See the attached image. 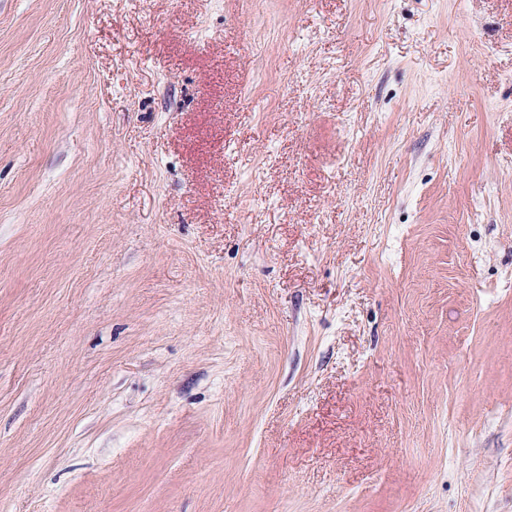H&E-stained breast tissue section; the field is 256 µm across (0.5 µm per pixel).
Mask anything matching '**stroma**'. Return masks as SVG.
Wrapping results in <instances>:
<instances>
[{
  "mask_svg": "<svg viewBox=\"0 0 512 512\" xmlns=\"http://www.w3.org/2000/svg\"><path fill=\"white\" fill-rule=\"evenodd\" d=\"M0 512H512V0H0Z\"/></svg>",
  "mask_w": 512,
  "mask_h": 512,
  "instance_id": "35a3bbf8",
  "label": "stroma"
}]
</instances>
